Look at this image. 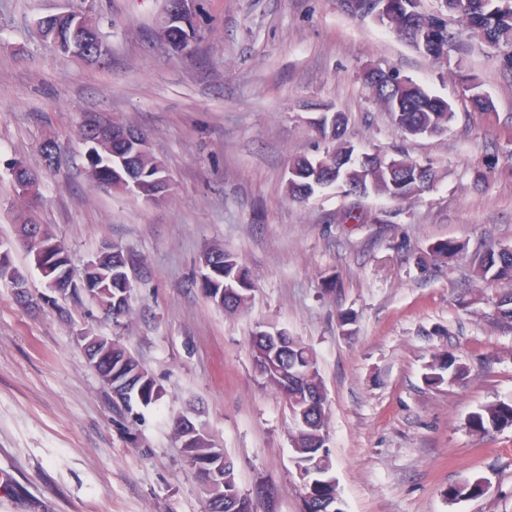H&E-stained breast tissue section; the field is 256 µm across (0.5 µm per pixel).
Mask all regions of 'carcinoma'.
I'll return each mask as SVG.
<instances>
[{"instance_id":"1","label":"carcinoma","mask_w":512,"mask_h":512,"mask_svg":"<svg viewBox=\"0 0 512 512\" xmlns=\"http://www.w3.org/2000/svg\"><path fill=\"white\" fill-rule=\"evenodd\" d=\"M421 0H388L385 13L378 23L397 37L410 43L422 55L439 62H450L451 54L458 50L459 34L448 29L443 14L458 19L463 29L495 52L503 70L512 73V0H439L441 13L430 14L420 9ZM48 38L53 42L66 40L71 31L70 18L53 17L45 23ZM458 83L469 100L473 111L490 114L493 101L481 90L478 78L463 68L455 71ZM364 82L377 102L394 117L395 123L407 135L436 134L455 121L452 105L431 95L423 86L388 67L373 68L363 74ZM345 119L342 113L326 117L319 133L327 143L321 157L307 154L293 158L288 181V196L299 201L311 197L321 188L342 183L346 193L354 197L371 195L407 200L418 195L436 180V172L429 165H422L404 154L392 159V165L367 156L363 162L352 159L354 146L344 138ZM82 140L98 142L97 149L86 155L92 180L99 184L126 192L131 179L127 167L142 177L141 191L150 194L156 190L152 176L159 162L146 149L137 150L134 144L112 136L105 128L96 130L87 125L80 128ZM18 237L28 252L37 255L42 244L55 241L54 235L43 224L19 225ZM433 256L451 258L462 251V246L452 240H442L431 248ZM203 264H210L213 272L201 278L199 287L207 299L226 311L247 308L251 291L241 289L239 279L249 277V271L239 257L221 249H211L203 254ZM41 264L58 274L69 269L66 250L56 248L42 254ZM471 264L479 282L487 285L503 284L505 288L493 300V320L501 327L512 329V248L487 249L476 253ZM131 261L120 249L103 247L84 268L80 284L107 283V288L96 295L104 313L118 319L130 310V297L124 296ZM281 339L265 336L262 330L253 332L252 357L264 384L284 396L292 415L293 429L289 433L294 457L305 462L308 473V512H342L336 485L332 478V462L325 449L327 434V405L323 382L314 351L302 340L281 331ZM98 350L107 354L98 366L103 381L112 386L133 382L140 395H131L124 404L128 415L134 408L150 406L162 397L148 371L125 347L110 339L96 337ZM469 368L451 351H442L435 357L433 372L427 374L430 384H462ZM470 429L479 434L512 426V400L498 401L484 406L469 420ZM189 465L197 478L208 483L213 467L220 468L224 478V491L235 492L236 501L211 502L207 512H257L253 497L240 492L233 463L221 448L210 439L199 435L193 446L184 449ZM487 493L479 478H465L448 488L452 499L478 498Z\"/></svg>"}]
</instances>
